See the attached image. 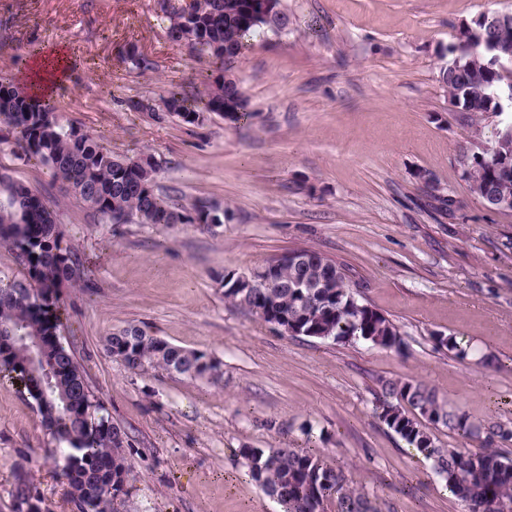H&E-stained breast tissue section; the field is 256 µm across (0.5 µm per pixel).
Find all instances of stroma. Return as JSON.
Returning a JSON list of instances; mask_svg holds the SVG:
<instances>
[{"label": "stroma", "mask_w": 512, "mask_h": 512, "mask_svg": "<svg viewBox=\"0 0 512 512\" xmlns=\"http://www.w3.org/2000/svg\"><path fill=\"white\" fill-rule=\"evenodd\" d=\"M288 32L251 39L236 63L251 123L199 124L131 111L171 88L204 92L208 57L167 36L158 0H0V73L65 49L52 93L62 124L119 155H154L160 195L228 205L224 225L100 224L41 165L0 151L37 188L78 251L88 287L64 289L75 350L114 423L131 436L123 512H280L246 475L243 446L312 447L344 467L382 512H467L429 465L373 414L382 378L426 381L472 418L512 422V214L488 209L463 156L492 145L437 80L459 25L512 13V0H282ZM138 46L154 63L124 61ZM451 191L437 213L423 181ZM344 263L360 299L396 323L402 351L293 338L225 301L216 277L293 249ZM135 325L221 360L219 384L134 374L103 349ZM468 346L437 350L434 334ZM496 366H484L482 356ZM47 512H72L29 401L0 381V512L16 470Z\"/></svg>", "instance_id": "1"}]
</instances>
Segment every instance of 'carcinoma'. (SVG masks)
<instances>
[{
  "mask_svg": "<svg viewBox=\"0 0 512 512\" xmlns=\"http://www.w3.org/2000/svg\"><path fill=\"white\" fill-rule=\"evenodd\" d=\"M169 35L183 38L190 50L208 56L218 75L204 94L190 98L171 90L156 107L130 102L135 112L162 121L175 115L194 124L212 112L230 125L251 118L234 64L247 38L259 31L281 32L288 17L281 0H192L188 6L161 0ZM492 28L476 21L487 42L461 30L449 47L450 58L439 69L449 102L457 101L480 123L485 114L512 103L490 99L500 75L490 67V45L512 46V14H486ZM0 145L23 163L37 161L65 190L79 198L101 224H224L227 208L197 199L179 205L155 191L159 164L150 154L117 156L82 128L65 127L54 104L33 100L11 79L0 77ZM487 162L472 167L465 181L486 205L493 197H512V138L496 137L484 151ZM0 247L10 250L25 279H0V380L31 400L42 426L55 444L54 461L67 480L73 512H120L128 495L124 447L127 433L112 423L100 397L86 380L61 313V294L84 280L78 252L65 241L54 212L41 194L7 173H0ZM295 260L266 263L267 278L254 288L237 285L233 273L217 279L224 299L264 322L305 336L336 342H366L401 351L399 328L357 297L348 267L313 249H294ZM305 279L310 288H294ZM105 351L134 373L166 372L212 382L223 375L222 363L201 351H190L136 326L105 339ZM374 401L377 419L429 462L448 491L468 512H503L512 505V457L497 443L512 440V425L473 421L422 380L381 378ZM446 429L478 440L476 452L444 448L434 432ZM248 475L282 512H378L370 497L348 484L344 471L311 448L239 450ZM15 512H45L44 499L28 475L15 476Z\"/></svg>",
  "mask_w": 512,
  "mask_h": 512,
  "instance_id": "carcinoma-1",
  "label": "carcinoma"
}]
</instances>
